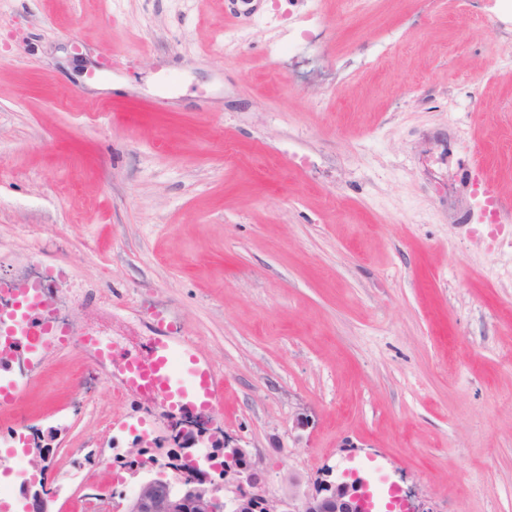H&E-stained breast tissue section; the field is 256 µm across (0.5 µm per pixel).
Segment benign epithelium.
Masks as SVG:
<instances>
[{"instance_id":"1","label":"benign epithelium","mask_w":512,"mask_h":512,"mask_svg":"<svg viewBox=\"0 0 512 512\" xmlns=\"http://www.w3.org/2000/svg\"><path fill=\"white\" fill-rule=\"evenodd\" d=\"M203 439L202 432L183 430L178 454L163 463H152L158 469L157 477L141 481L122 505V512H364L367 481L359 475L347 481L327 482L299 502L292 496L273 498L263 489L261 472L248 464V450L232 437L224 436L222 444L208 439L211 447L222 446L224 452L209 454L206 465H201L193 447ZM47 451L37 442L26 449L32 472L24 482V497L33 512H51ZM221 471L222 490L210 482V474Z\"/></svg>"}]
</instances>
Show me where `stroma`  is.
<instances>
[{"mask_svg": "<svg viewBox=\"0 0 512 512\" xmlns=\"http://www.w3.org/2000/svg\"><path fill=\"white\" fill-rule=\"evenodd\" d=\"M511 57L488 0H0V278L53 272L71 331L0 457L49 444L52 512L131 496L185 420L81 340L123 362L161 311L269 495L369 452L414 512H512V252L474 232L484 181L512 227Z\"/></svg>", "mask_w": 512, "mask_h": 512, "instance_id": "1", "label": "stroma"}]
</instances>
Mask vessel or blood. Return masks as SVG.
Wrapping results in <instances>:
<instances>
[{
  "label": "vessel or blood",
  "instance_id": "1",
  "mask_svg": "<svg viewBox=\"0 0 512 512\" xmlns=\"http://www.w3.org/2000/svg\"><path fill=\"white\" fill-rule=\"evenodd\" d=\"M52 282L39 276L16 286L0 278V367L10 368L20 353H27L28 365L69 336L50 297ZM159 330L150 353L144 359L123 363L118 379L123 388L146 405L164 404L169 409L202 417L216 416L224 393V377L191 350L177 326L162 314H155ZM352 471H368L372 480L366 489L364 512H410L383 457L365 455L354 460Z\"/></svg>",
  "mask_w": 512,
  "mask_h": 512
}]
</instances>
